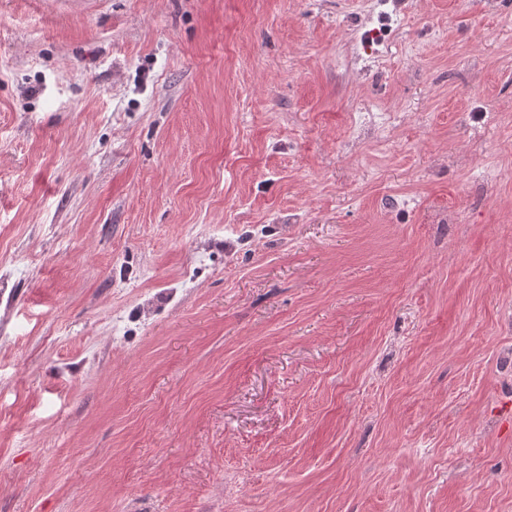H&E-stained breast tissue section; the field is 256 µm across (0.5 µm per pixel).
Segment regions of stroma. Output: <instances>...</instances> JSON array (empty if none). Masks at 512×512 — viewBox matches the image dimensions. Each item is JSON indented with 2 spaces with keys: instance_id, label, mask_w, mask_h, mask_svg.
<instances>
[{
  "instance_id": "1",
  "label": "stroma",
  "mask_w": 512,
  "mask_h": 512,
  "mask_svg": "<svg viewBox=\"0 0 512 512\" xmlns=\"http://www.w3.org/2000/svg\"><path fill=\"white\" fill-rule=\"evenodd\" d=\"M0 512H512V0H0Z\"/></svg>"
}]
</instances>
